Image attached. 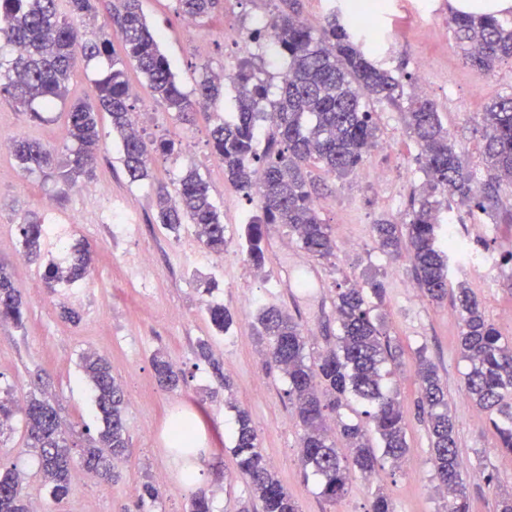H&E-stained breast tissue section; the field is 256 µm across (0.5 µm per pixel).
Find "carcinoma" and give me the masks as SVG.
<instances>
[{
    "label": "carcinoma",
    "mask_w": 512,
    "mask_h": 512,
    "mask_svg": "<svg viewBox=\"0 0 512 512\" xmlns=\"http://www.w3.org/2000/svg\"><path fill=\"white\" fill-rule=\"evenodd\" d=\"M59 0H0V43L12 48L7 68L0 72V94L30 109L42 102L50 110L68 94L71 69L79 59L101 56L110 60V71L95 85L92 104L74 100L64 113L72 143L69 158L56 161L55 149L29 139H14L11 154L22 171L40 172L45 178L72 183L92 172L99 143L95 109L108 113L112 132L123 147V165L131 181L148 176L152 155H170L172 141L148 147L133 132L127 63L135 64L153 97L179 120L191 119L196 102L214 107L224 92V77H205L195 97L179 87L156 35L141 12L139 0H118L112 5V24L122 37L124 56L111 54L112 41L105 30L86 38L58 8ZM178 12L201 20L214 12L221 0H175ZM73 17L93 19L97 0H67ZM342 10L331 8L318 28L293 15H278L254 43L270 41L276 53L288 59V77L281 81L276 98L269 99L270 85L243 63L230 76L236 90L237 112L210 128L209 144L224 164V176L247 196H259L260 214L245 225L241 246L248 260L262 267L266 255L265 225L284 224L306 253L317 258L334 255L336 243L316 208V184L307 168L317 166L339 177L354 172L365 161L377 139L378 126L371 106L396 104L403 86L394 74L376 64L370 30L341 20ZM448 25L467 64L489 72L497 63L512 59V24L493 15L451 12ZM404 112L409 133L418 148V159L427 177L428 191L411 199L408 218L401 224L381 221L373 232L383 251L407 253L419 288L429 301L450 300L461 319L460 355L467 363L464 390L488 415L499 450L512 455V343L505 340L486 317L475 294L449 275L452 247L440 243L441 199L452 194L470 210L484 212L496 187L512 183V94L500 96L482 112L485 130L483 153L487 161V192L472 191L474 173L450 142L435 104L424 95L407 97ZM159 224L177 234L185 224L197 228L208 251L224 253V219L207 181L194 168L185 171L175 194L161 191ZM47 230L38 219L19 225L25 256L42 255ZM91 251L83 243L69 248L63 262L44 263L43 278L52 285H73L90 273ZM386 288L380 281L369 287L353 286L336 293L333 309L339 334L336 344L317 351L300 323L275 305L256 314V333L267 356L287 380L285 394L303 427L300 442L304 470L318 478L319 495L335 503L360 477L370 480L384 462L398 467L407 453L406 421L398 394L388 389V365L399 355L372 318ZM205 313L219 335L228 333L232 315L219 303L205 305ZM19 291L9 271L0 265V320L23 323ZM158 381L175 386L179 375L158 354L152 360ZM82 368L95 394L103 427L80 446V461L94 476L111 480L117 463L128 451L121 388L109 361L96 352L82 355ZM418 382L417 408L425 419L433 450L431 464L438 488L447 494L446 512H471L466 483L459 465L457 435L448 393L436 365L420 349L414 363ZM27 447L36 453L50 497L60 502L69 493L72 450L75 441L62 428L58 409L46 398L30 395L22 407ZM346 442V452L336 448L328 421ZM196 426L187 418L172 422L170 441L183 451L193 444ZM231 453L236 470L246 479L261 512H299L294 498L266 463L247 412L236 410ZM20 477L13 469L0 471V512H29ZM368 512H395L381 489L372 492Z\"/></svg>",
    "instance_id": "carcinoma-1"
}]
</instances>
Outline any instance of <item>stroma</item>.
Here are the masks:
<instances>
[{"instance_id":"obj_1","label":"stroma","mask_w":512,"mask_h":512,"mask_svg":"<svg viewBox=\"0 0 512 512\" xmlns=\"http://www.w3.org/2000/svg\"><path fill=\"white\" fill-rule=\"evenodd\" d=\"M141 8L188 94L204 73L237 71L240 59L224 40L225 27L245 29L257 16L291 11L316 27L328 11L325 0H223L190 33L175 12L174 0H141ZM451 10L450 0H384L366 25L376 35L374 61L399 76L406 93L414 92L419 65L428 62L427 96L481 183L486 178L483 130L472 116L497 96L512 93V61L501 62L490 74L467 65L447 32ZM127 79L137 90L130 103L145 140L179 146L178 153L155 155L147 179L130 181L121 162V144L105 118L99 123L94 172L78 177L73 186L37 172L22 173L10 154L0 153V263L12 272L24 303L22 326L0 324V395H11L21 405L29 394L46 392L63 423L73 428L75 441L83 442L96 434L101 420L81 357L88 350L99 351L110 359L122 387L131 453L112 483L86 480L81 465H74L67 499L53 502L43 488L37 458L26 446L23 415L18 412L11 430L0 436V468L20 472L26 493L40 501L44 512H187L191 498L200 494L210 498L213 512H240L250 502L249 489L235 472L230 448L236 412L242 409L250 415L269 466L300 512H367L370 493L377 487L391 496L395 512H444L445 501L434 490L428 433L415 407L414 363L422 348L448 390L471 512H495L500 494L512 490V455L497 450L485 414L464 394L459 316L450 303L411 297L409 290L417 281L408 256L383 253L372 232L380 219L393 221L406 213L411 195L425 183L402 106L379 108L378 145L353 174L338 177L315 166L310 169L318 186L319 215L336 242L334 255L326 260L312 257L299 248L287 226L271 224L266 261L258 269L242 252L239 233L259 202L225 179L224 166L208 143L209 129L235 110L234 87L226 86L217 107L184 123L152 98L135 68H128ZM66 110V103L57 102L38 121L0 96V137H27L63 148L68 142ZM190 167L209 182L224 218L229 245L223 254L209 253L189 228L174 236L155 221L159 186L175 189ZM104 190L133 210L131 232L117 234L108 224L88 232L70 223L72 214ZM46 199L67 225L63 239L46 238L45 251L55 253L61 243L83 239L94 247L90 274L80 283L47 287L38 264L23 254L18 226L43 217ZM440 220V234L456 228L463 243L453 255L452 280L466 283L486 317L512 340V184H501L498 203L474 216L457 199H449ZM486 252L498 258L499 268L491 274L477 263ZM374 280L387 288L378 309L382 328L402 352L391 383L404 406L409 451L402 467L388 465L372 481L355 480L346 497L331 504L319 496L316 478L303 475L301 428L280 371L267 364L257 341L253 314L262 304L280 306L299 320L316 347L323 348L338 334L332 305L336 291L365 287ZM208 300L232 313L229 335H214L203 312ZM65 307L76 312V321L62 317ZM203 341L211 350L207 359L199 354ZM158 352L179 373L176 388L158 383L152 366ZM179 412L197 426L188 457L169 443V422ZM188 463L196 472L192 483L183 474ZM487 472L496 473L499 484H487ZM150 480L160 483L163 493L157 502L145 504L142 486Z\"/></svg>"}]
</instances>
